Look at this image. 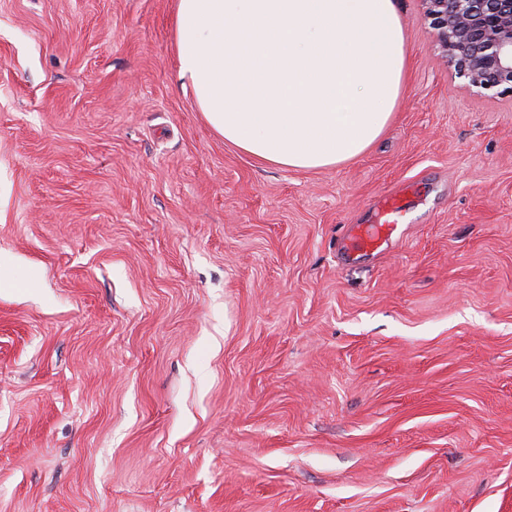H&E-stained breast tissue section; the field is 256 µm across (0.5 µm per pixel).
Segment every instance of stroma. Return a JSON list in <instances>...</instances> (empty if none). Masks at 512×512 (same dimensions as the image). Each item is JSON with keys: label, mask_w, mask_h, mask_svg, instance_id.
Instances as JSON below:
<instances>
[{"label": "stroma", "mask_w": 512, "mask_h": 512, "mask_svg": "<svg viewBox=\"0 0 512 512\" xmlns=\"http://www.w3.org/2000/svg\"><path fill=\"white\" fill-rule=\"evenodd\" d=\"M176 6L0 0V512H512V97L398 0L390 123L282 170ZM398 215L396 209H391L388 201L380 207L378 219L375 224L365 227L358 226L354 234L359 249L374 251L380 242L389 238L396 229ZM385 218L383 221L382 219ZM382 221V222H381Z\"/></svg>", "instance_id": "stroma-1"}]
</instances>
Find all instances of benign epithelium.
I'll use <instances>...</instances> for the list:
<instances>
[{
    "label": "benign epithelium",
    "mask_w": 512,
    "mask_h": 512,
    "mask_svg": "<svg viewBox=\"0 0 512 512\" xmlns=\"http://www.w3.org/2000/svg\"><path fill=\"white\" fill-rule=\"evenodd\" d=\"M448 63L475 93L512 96V0H424Z\"/></svg>",
    "instance_id": "benign-epithelium-1"
}]
</instances>
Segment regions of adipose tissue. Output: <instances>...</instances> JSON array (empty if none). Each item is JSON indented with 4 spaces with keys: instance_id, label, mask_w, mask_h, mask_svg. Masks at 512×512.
<instances>
[{
    "instance_id": "obj_1",
    "label": "adipose tissue",
    "mask_w": 512,
    "mask_h": 512,
    "mask_svg": "<svg viewBox=\"0 0 512 512\" xmlns=\"http://www.w3.org/2000/svg\"><path fill=\"white\" fill-rule=\"evenodd\" d=\"M175 44L207 123L285 170L361 156L407 68L397 0H177Z\"/></svg>"
}]
</instances>
